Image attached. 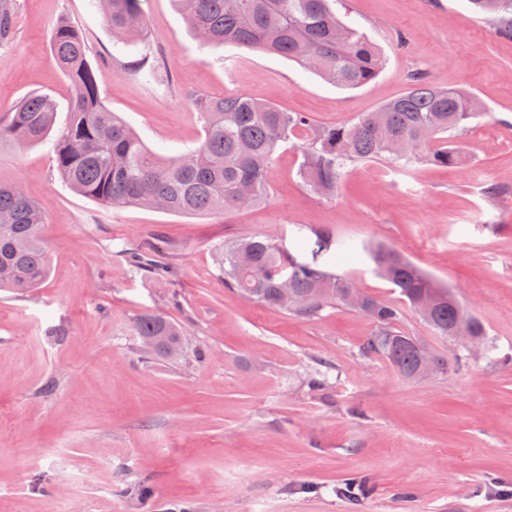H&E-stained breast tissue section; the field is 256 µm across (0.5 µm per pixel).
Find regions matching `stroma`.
Returning <instances> with one entry per match:
<instances>
[{"instance_id":"35a3bbf8","label":"stroma","mask_w":512,"mask_h":512,"mask_svg":"<svg viewBox=\"0 0 512 512\" xmlns=\"http://www.w3.org/2000/svg\"><path fill=\"white\" fill-rule=\"evenodd\" d=\"M16 3L0 115L40 93L57 126L68 121L72 87L49 42L66 19L106 106L163 157L203 140L198 97L253 95L322 128L376 111L420 73L486 114L452 136L463 167L350 162L330 198L303 181L302 142L290 139L270 161L269 199L228 216L107 208L64 184L49 144L0 145V182L45 204L51 243L39 288L0 290V512H512V38L467 0H337L386 59L372 82L341 89L280 57L201 47L174 0H141L168 73L156 84L130 72L90 0ZM299 225L398 248L482 320L497 359L403 308L398 330L449 365L410 378L362 355L373 325L357 312L303 320L225 288L220 247L258 235L291 246ZM125 248L171 273L129 274ZM372 268L360 249L336 258V272L400 305ZM143 313L183 327L178 355L143 349L132 334ZM315 375L323 393L309 388ZM351 478L370 487L357 506L340 492Z\"/></svg>"}]
</instances>
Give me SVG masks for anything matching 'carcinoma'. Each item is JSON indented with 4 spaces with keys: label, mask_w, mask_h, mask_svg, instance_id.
<instances>
[{
    "label": "carcinoma",
    "mask_w": 512,
    "mask_h": 512,
    "mask_svg": "<svg viewBox=\"0 0 512 512\" xmlns=\"http://www.w3.org/2000/svg\"><path fill=\"white\" fill-rule=\"evenodd\" d=\"M333 0H178L189 28L201 45H233L285 57L340 88L373 81L384 67L379 49L342 23ZM477 13L491 14L495 32L512 36V0H470ZM112 29L113 44L136 49L132 71L149 82L163 80L151 45L141 39L145 18L140 0H96ZM16 0H0V46L16 37ZM52 51L73 88L71 119L53 132L56 103L33 94L0 117V144L18 147L51 142L56 169L76 193L112 208L143 207L173 214H222L256 207L269 197L268 167L277 149L291 138L303 140L301 177L316 190L336 192L351 161L385 158L406 165L423 156L455 167L461 151L446 134L464 129L482 110L467 92L430 84L416 73L405 93L367 112L350 126L311 129L299 112H282L250 95L196 101L205 118L200 145L165 160L101 97L87 48L78 30L62 20L50 35ZM46 207L21 185L0 182V289L26 293L50 274ZM311 245L301 259L283 241L269 236L243 239L220 250L219 277L243 299L311 320L331 305H347L356 281L332 270L339 250L352 244L330 228L296 227ZM378 276L398 290L402 302L419 311L432 301L424 321L438 336H448L464 309L455 292L393 247L368 248ZM130 268L154 274L166 267L141 252ZM358 313L375 326L362 346L366 355L385 358L399 372L418 376L424 346L396 330L401 309L367 293ZM133 334L157 342L156 351L173 355L181 346V327L159 313L137 316Z\"/></svg>",
    "instance_id": "1"
}]
</instances>
